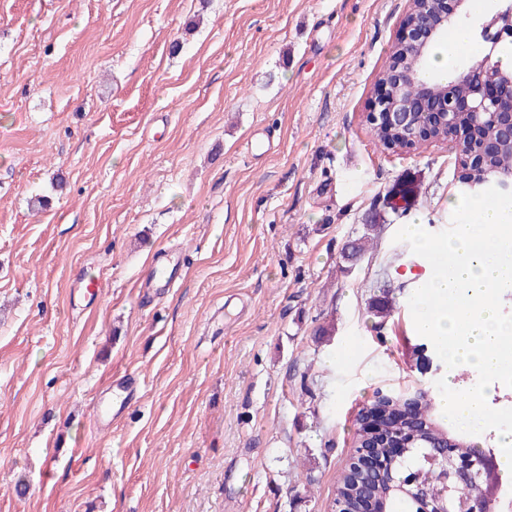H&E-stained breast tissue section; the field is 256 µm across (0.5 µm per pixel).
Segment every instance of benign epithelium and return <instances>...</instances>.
Segmentation results:
<instances>
[{
    "label": "benign epithelium",
    "instance_id": "obj_1",
    "mask_svg": "<svg viewBox=\"0 0 512 512\" xmlns=\"http://www.w3.org/2000/svg\"><path fill=\"white\" fill-rule=\"evenodd\" d=\"M436 16L428 22L402 24V35L398 44L410 57L407 70L389 63L385 76L372 99L366 120L403 133V145L396 151H410L424 142L455 143L465 151L457 183L473 187L481 182H493L499 189L512 191V177H501L490 166V160L505 147H512V69L502 67L495 60L500 44L512 40V10L505 13L496 10L480 20L477 29L485 54L476 62H467L459 72L458 79L470 86L463 99L453 94L456 80L440 85V95L431 94V82L423 73L432 47L448 31V27L468 16V0H435ZM490 127L491 135L477 138L476 130ZM483 171V181L470 178L472 169ZM429 395V389L418 387L406 395L404 411L392 414L370 413L367 424L372 430V442L356 446L349 468L367 475L386 477L393 466L402 459L413 445L414 437L394 434L381 439L377 435L380 421L406 420L404 412L416 411L415 400ZM430 460L439 463L456 494L436 504L419 483L418 475L403 472L398 478H390L391 492L396 497L407 498L417 505V512H470L472 502L477 500L487 512H495L500 503L499 464L493 453L478 450L468 455L457 452L456 444L448 440L435 445ZM354 512H390L388 502L364 497L357 502Z\"/></svg>",
    "mask_w": 512,
    "mask_h": 512
}]
</instances>
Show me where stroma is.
<instances>
[{
  "label": "stroma",
  "instance_id": "1",
  "mask_svg": "<svg viewBox=\"0 0 512 512\" xmlns=\"http://www.w3.org/2000/svg\"><path fill=\"white\" fill-rule=\"evenodd\" d=\"M407 10L0 0V512H332L358 408L436 382L394 236L450 226L457 151L366 120Z\"/></svg>",
  "mask_w": 512,
  "mask_h": 512
}]
</instances>
